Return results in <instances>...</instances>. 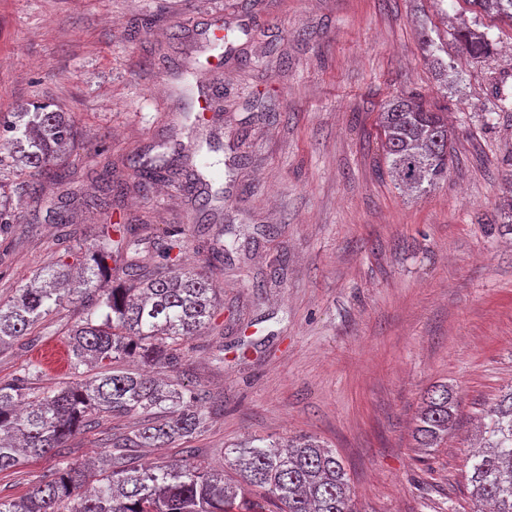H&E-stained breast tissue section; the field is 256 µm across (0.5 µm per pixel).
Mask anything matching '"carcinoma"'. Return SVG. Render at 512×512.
Returning a JSON list of instances; mask_svg holds the SVG:
<instances>
[{
    "mask_svg": "<svg viewBox=\"0 0 512 512\" xmlns=\"http://www.w3.org/2000/svg\"><path fill=\"white\" fill-rule=\"evenodd\" d=\"M486 13L512 21V0H467ZM462 49L475 57L494 51L485 34L459 32ZM383 149L390 173L410 190L423 191L448 178L453 162L455 129L448 113L433 112L421 99L399 97L379 112ZM72 119L46 105L31 112L0 113V227L14 223L15 213L41 200L46 179L62 181L60 167L74 145ZM133 176L144 188L167 177L161 164L130 159ZM135 228L112 225L82 243L68 244L64 255L84 266L85 275L70 288L63 260L51 262L30 281L20 280L13 295L0 302V349L10 347L44 318L65 304L85 303L86 317L69 333L74 373L90 365L95 376L47 392H31L28 381L41 373L31 364L16 385H0V472L19 464V453L44 456L64 447L78 430L103 416L138 414L143 422L127 434L108 438L110 472L98 479L88 495L81 489L87 472L60 458L54 472L18 503L0 501V512H231L236 498L262 491L276 512H356L349 479L336 450L309 436L235 448L230 466L239 480L224 481L214 470L190 456L176 463L137 466L136 448H160L178 439H191L212 415L210 398L199 389L173 380L163 387L147 372H133L123 363L137 359L153 370L176 372L181 351L191 337L215 325L224 310L221 290L201 272L188 268L180 238H170L153 268L130 254ZM116 263V285L96 288L93 282ZM457 398L439 385L424 396L414 434L423 448L448 436ZM487 449L474 455L469 483L477 503L492 512H512V390L485 414Z\"/></svg>",
    "mask_w": 512,
    "mask_h": 512,
    "instance_id": "carcinoma-1",
    "label": "carcinoma"
}]
</instances>
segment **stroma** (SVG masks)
Here are the masks:
<instances>
[{
  "mask_svg": "<svg viewBox=\"0 0 512 512\" xmlns=\"http://www.w3.org/2000/svg\"><path fill=\"white\" fill-rule=\"evenodd\" d=\"M463 24L488 33L493 54L463 52ZM219 25L231 48L207 54ZM427 37L447 46L459 81L440 75ZM215 80L213 112L186 118L183 85ZM396 96L422 97L456 130L447 180L421 193L386 168L378 116ZM505 97L512 25L467 0H0V113L46 102L78 128L68 181L0 231V300L61 255L57 207L76 233L135 225L151 267L180 231L185 263L224 291L223 368L211 364L212 332L183 348L181 381L221 407L185 444L199 459L218 467L237 444L310 435L336 449L359 512H474L484 414L512 390V233L475 221L512 203ZM206 142L224 177L204 217L176 185L195 176ZM159 153L174 184L139 192L129 159ZM106 170L128 191L104 212L89 203ZM203 221L223 236L197 237ZM82 315L67 305L0 350V384L32 362L33 390L76 381L68 331ZM439 384L459 406L447 439L422 448L415 418ZM135 423L102 418L65 453L91 463ZM185 445L140 448L136 461L177 460ZM55 462L22 457L0 473V498L19 500Z\"/></svg>",
  "mask_w": 512,
  "mask_h": 512,
  "instance_id": "stroma-1",
  "label": "stroma"
}]
</instances>
